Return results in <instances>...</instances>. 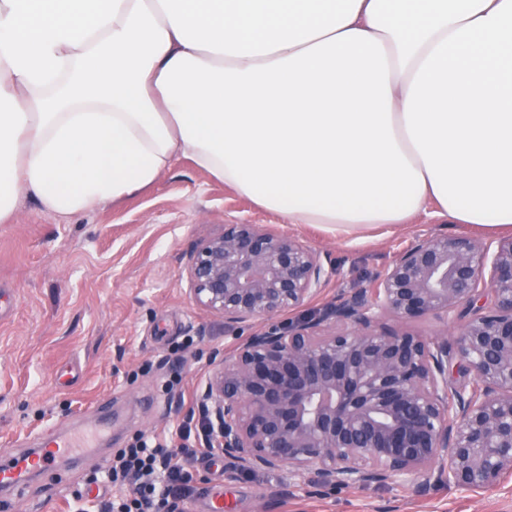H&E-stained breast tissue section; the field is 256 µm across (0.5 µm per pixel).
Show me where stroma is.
Returning a JSON list of instances; mask_svg holds the SVG:
<instances>
[{
  "mask_svg": "<svg viewBox=\"0 0 512 512\" xmlns=\"http://www.w3.org/2000/svg\"><path fill=\"white\" fill-rule=\"evenodd\" d=\"M260 224L329 255L333 272L303 318L341 292L380 278L416 238L433 233L492 240L501 228L451 224L426 211L401 226L340 234L326 224H287L188 160L121 203L60 219L24 200L0 224V448L22 452L47 433L79 436L112 413L98 447L76 466L31 479L18 512H69L73 494L139 435L199 447L196 398L235 337L221 314L191 299L194 245L225 225ZM189 423L190 437L180 432ZM193 494L179 512H512V487L473 494L441 486L421 497L406 484L314 492L291 469L243 471L216 454L189 460Z\"/></svg>",
  "mask_w": 512,
  "mask_h": 512,
  "instance_id": "35a3bbf8",
  "label": "stroma"
}]
</instances>
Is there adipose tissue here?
Listing matches in <instances>:
<instances>
[{"label": "adipose tissue", "instance_id": "ef3b65f1", "mask_svg": "<svg viewBox=\"0 0 512 512\" xmlns=\"http://www.w3.org/2000/svg\"><path fill=\"white\" fill-rule=\"evenodd\" d=\"M189 160L290 224L512 226V0H0V224Z\"/></svg>", "mask_w": 512, "mask_h": 512}]
</instances>
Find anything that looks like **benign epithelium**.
<instances>
[{
    "label": "benign epithelium",
    "mask_w": 512,
    "mask_h": 512,
    "mask_svg": "<svg viewBox=\"0 0 512 512\" xmlns=\"http://www.w3.org/2000/svg\"><path fill=\"white\" fill-rule=\"evenodd\" d=\"M489 281H483L485 267ZM195 304L244 337L198 401L210 445L242 470L284 466L317 492L410 484L489 492L512 478V236L415 240L372 286L297 321L329 279L320 255L258 224H226L187 266ZM455 314L453 336L388 326Z\"/></svg>",
    "instance_id": "obj_1"
}]
</instances>
